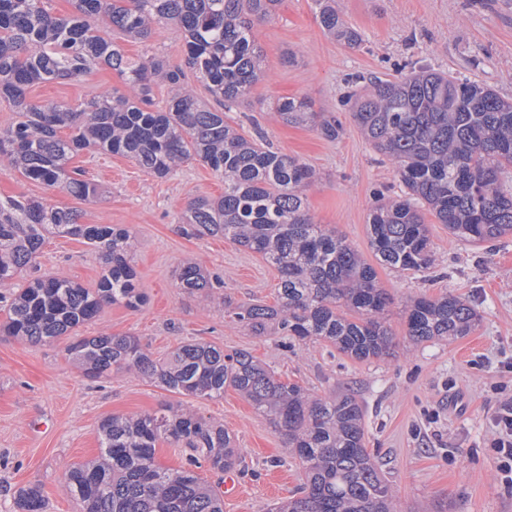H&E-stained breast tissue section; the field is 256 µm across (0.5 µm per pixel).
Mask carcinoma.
Returning <instances> with one entry per match:
<instances>
[{
    "label": "carcinoma",
    "instance_id": "obj_1",
    "mask_svg": "<svg viewBox=\"0 0 512 512\" xmlns=\"http://www.w3.org/2000/svg\"><path fill=\"white\" fill-rule=\"evenodd\" d=\"M312 2L328 35L352 47L363 42L335 0ZM46 3L0 0V101L17 114L0 124V162L86 202L99 188L70 167L85 148L127 157L157 178L198 160L224 183V195L190 202L185 232L229 239L278 272L276 303L226 308L231 321L256 336L275 333L286 350L313 340L356 362L394 356L391 294L372 264L309 213L316 171L265 145L261 131L246 137L224 119L226 105L248 98L264 76L257 25L279 0H75L67 14ZM160 25L183 39L186 64L215 105L195 96L182 69L153 55L133 61L112 38L116 29L127 41L145 42ZM103 65L122 76L126 92L105 91L77 105L27 97L36 82L79 80ZM158 83L171 89L163 106L152 99ZM347 106L403 186L394 197L374 194L367 224L377 264L402 274L433 268L426 212L455 241L479 246L512 237V187L505 181L512 168V101L480 80L420 67L395 81L369 80ZM276 112L282 122L312 124L330 140L342 129L305 98L285 99ZM82 219L76 208L0 197V289L34 266L48 234L83 239L105 265L93 288L50 275L29 281L8 304V335L35 345L67 339L66 355L89 379L133 371L179 395L215 399L228 388L238 392L268 418L305 470L304 486L267 512H394L392 487L366 448L364 410L355 395L311 394L244 350L226 354L191 341L159 361L133 336L78 335L107 304L137 311L146 303L130 231ZM177 286L206 289L227 304L224 281L211 280L192 262L180 265ZM405 317V336L414 345L463 338L481 320L473 305L448 293L412 299ZM98 435L99 455L64 473L82 512H224L222 492L196 474L204 463L221 473L240 465L241 450L223 423L170 406L106 416ZM162 439L188 449L179 467L158 462ZM16 507L45 512L41 489H20Z\"/></svg>",
    "mask_w": 512,
    "mask_h": 512
}]
</instances>
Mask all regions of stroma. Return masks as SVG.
Returning <instances> with one entry per match:
<instances>
[{
    "label": "stroma",
    "mask_w": 512,
    "mask_h": 512,
    "mask_svg": "<svg viewBox=\"0 0 512 512\" xmlns=\"http://www.w3.org/2000/svg\"><path fill=\"white\" fill-rule=\"evenodd\" d=\"M336 9L361 32L362 45L349 47L326 34L311 0H279L272 18L258 27L265 76L225 118L243 135L262 131L274 148L311 166L318 174L307 192L314 221L336 229L368 259L373 193L393 196L400 188L387 159L343 105L352 77L396 80L412 65L428 64L482 80L512 100V0H336ZM124 48L134 58L149 51L169 66L185 65L181 40L163 27L147 44ZM122 86L115 71L101 67L78 81L33 85L28 95L40 103L76 105L91 93ZM288 97L307 98L314 111L336 115L343 124L340 137L330 141L313 127L280 121L273 107ZM71 164L98 186L95 202L47 191L5 163L0 196H47L56 206L85 211L88 223L119 225L134 236L147 304L137 312L104 306L80 335L134 336L157 360L201 339L228 353L249 350L282 380L318 395L354 392L365 411L367 448L392 486L398 512H433L440 504L448 512H512V479L483 448L499 403L512 397L511 237L476 248L450 240L445 225L430 222L437 250L433 273L377 270L380 285L395 299L388 320L397 342L394 357L356 363L324 342L284 350L275 337L255 336L230 322L207 293L178 288L177 266L189 259L223 280L231 306L276 300L278 274L259 254L220 237L185 234L187 205L224 192L203 163L187 162L158 179L129 158L89 148ZM102 268L99 254L81 239L52 236L26 278L48 274L91 288ZM445 292L478 309L479 328L453 342L409 345L406 300ZM64 347L0 333V512H15L16 490L32 485L42 489L47 512H79L64 473L97 456L100 421L169 405L223 421L241 448L245 468L230 476L236 489L225 494L224 512H265L303 484L304 471L289 457L282 435L236 391L225 390L219 399L185 397L134 373L93 382L67 359Z\"/></svg>",
    "instance_id": "obj_1"
}]
</instances>
